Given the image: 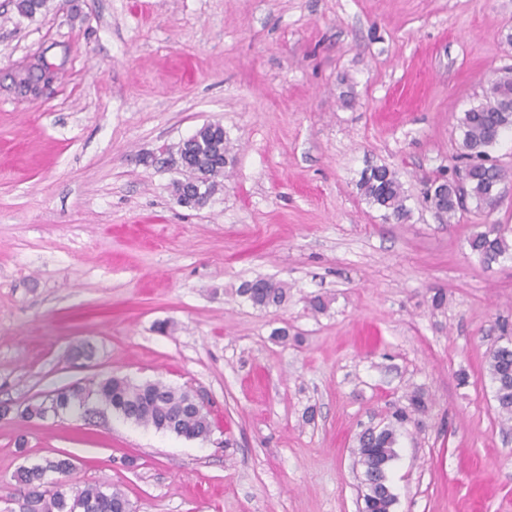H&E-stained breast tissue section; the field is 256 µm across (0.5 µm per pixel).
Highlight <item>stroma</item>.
<instances>
[{
    "mask_svg": "<svg viewBox=\"0 0 512 512\" xmlns=\"http://www.w3.org/2000/svg\"><path fill=\"white\" fill-rule=\"evenodd\" d=\"M508 28L512 0H47L31 18L0 0V512H24L17 470L55 457L135 512H360L356 436L417 389L394 512H512L488 374L512 260L467 244L512 226V180L451 221L423 200L512 66ZM37 62L54 80L19 95ZM206 123L235 164L185 207L162 159ZM370 165L397 173L403 223L360 194ZM256 278L285 305L236 295ZM111 375L193 390L210 439L23 415ZM237 295L258 307H280L288 300V288L265 278L243 282L237 289Z\"/></svg>",
    "mask_w": 512,
    "mask_h": 512,
    "instance_id": "obj_1",
    "label": "stroma"
}]
</instances>
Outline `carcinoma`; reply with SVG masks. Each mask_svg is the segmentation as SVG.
I'll return each instance as SVG.
<instances>
[{"label": "carcinoma", "instance_id": "cac0c4a2", "mask_svg": "<svg viewBox=\"0 0 512 512\" xmlns=\"http://www.w3.org/2000/svg\"><path fill=\"white\" fill-rule=\"evenodd\" d=\"M46 0H14L16 11L32 17L45 7ZM38 64L15 72L13 85L21 95L37 91L32 71ZM462 131L461 167L440 181H433L424 191V201L453 219L463 210L461 198L477 209H490L501 199V185L507 171L497 163L490 150L506 131H512V67L495 75L483 99L467 109L459 120ZM182 160L183 178L173 182V193L179 203L204 206L217 190L220 179L233 163L229 139L220 124L200 127L192 139L176 150ZM358 189L365 199L384 217L397 222L408 215V196L396 173L388 167L370 166L361 175ZM471 252L490 266L502 259H512V244L507 228L490 224L468 239ZM237 295L258 307H280L288 300V288L265 278L243 282ZM489 374L494 387V400L499 416L512 420V339L495 347L489 355ZM95 399L105 407L122 413V419L159 432L172 433L186 439L206 441L212 433L207 413L192 411L195 394L159 382L137 381L128 377H108L90 386H77L57 391L54 401L61 410L84 407ZM427 411L423 393L414 391L408 404L397 407L391 419L382 426H369L358 436L355 449L356 466L362 483V512H393L397 503L388 481V470L397 458L398 427ZM74 469L70 459L47 460L20 468L15 480L24 493L28 512H122L128 503L125 495L96 484L77 486L67 477ZM57 477L51 479L49 474Z\"/></svg>", "mask_w": 512, "mask_h": 512}]
</instances>
